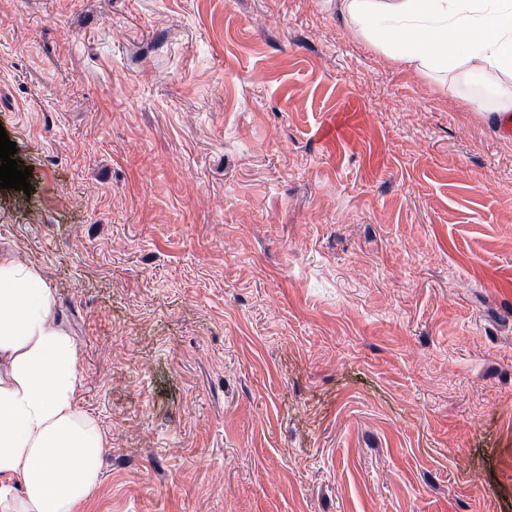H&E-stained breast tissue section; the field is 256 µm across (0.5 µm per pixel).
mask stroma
Wrapping results in <instances>:
<instances>
[{"label":"stroma","instance_id":"obj_1","mask_svg":"<svg viewBox=\"0 0 512 512\" xmlns=\"http://www.w3.org/2000/svg\"><path fill=\"white\" fill-rule=\"evenodd\" d=\"M492 84L332 0H0V259L105 435L77 512H512Z\"/></svg>","mask_w":512,"mask_h":512}]
</instances>
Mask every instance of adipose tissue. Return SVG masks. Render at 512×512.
Masks as SVG:
<instances>
[{
    "instance_id": "1",
    "label": "adipose tissue",
    "mask_w": 512,
    "mask_h": 512,
    "mask_svg": "<svg viewBox=\"0 0 512 512\" xmlns=\"http://www.w3.org/2000/svg\"><path fill=\"white\" fill-rule=\"evenodd\" d=\"M357 32L398 61L448 71L463 59L512 76V0H340ZM38 268L0 262V512H74L100 480L105 444L76 402L72 337Z\"/></svg>"
}]
</instances>
